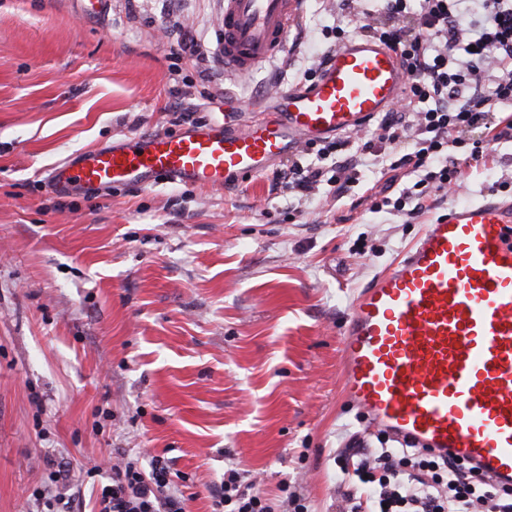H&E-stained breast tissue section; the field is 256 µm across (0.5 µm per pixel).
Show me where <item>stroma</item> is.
I'll return each instance as SVG.
<instances>
[{"mask_svg":"<svg viewBox=\"0 0 512 512\" xmlns=\"http://www.w3.org/2000/svg\"><path fill=\"white\" fill-rule=\"evenodd\" d=\"M308 0L287 49L250 78L224 73L223 0H0V512H31L60 463L82 474L133 450L171 458L187 512L240 464L269 497L338 512V452L391 448L343 402L340 340L355 294L425 224L512 199V139L465 170L468 188L412 220L315 197L302 211L263 174L221 189L65 193L56 164L138 133L181 131L169 107L228 111L320 63L324 28L384 21ZM201 45L176 57L167 29Z\"/></svg>","mask_w":512,"mask_h":512,"instance_id":"stroma-1","label":"stroma"}]
</instances>
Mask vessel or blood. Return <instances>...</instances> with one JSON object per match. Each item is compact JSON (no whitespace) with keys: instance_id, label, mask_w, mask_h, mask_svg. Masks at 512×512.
Wrapping results in <instances>:
<instances>
[{"instance_id":"vessel-or-blood-1","label":"vessel or blood","mask_w":512,"mask_h":512,"mask_svg":"<svg viewBox=\"0 0 512 512\" xmlns=\"http://www.w3.org/2000/svg\"><path fill=\"white\" fill-rule=\"evenodd\" d=\"M305 0H224V71L253 75L288 43ZM395 50L355 36L314 83L252 102L268 120L201 123L83 152L53 168L57 189L222 188L259 176L310 142L349 135L404 93ZM341 393L369 425L435 455L450 454L512 488V201L465 203L427 224L406 254L364 288L342 333Z\"/></svg>"}]
</instances>
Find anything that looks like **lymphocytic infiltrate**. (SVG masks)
<instances>
[{"instance_id": "obj_1", "label": "lymphocytic infiltrate", "mask_w": 512, "mask_h": 512, "mask_svg": "<svg viewBox=\"0 0 512 512\" xmlns=\"http://www.w3.org/2000/svg\"><path fill=\"white\" fill-rule=\"evenodd\" d=\"M383 12L386 23L360 32L399 51L408 79L402 102L356 134L306 146L275 172L273 190L303 203L327 185L340 199L374 170L401 171L405 182L371 193L370 208L413 218L428 201L461 188L464 166L512 138V0H423L414 15L409 0H384ZM409 16L414 24L407 27ZM477 126L485 138L467 141ZM336 464L348 485L340 512H512V491L417 448H348ZM94 512H186V499L168 458L143 463L125 454L112 466L111 483L97 491ZM213 512L309 510L296 495L273 503L231 466L213 493Z\"/></svg>"}]
</instances>
